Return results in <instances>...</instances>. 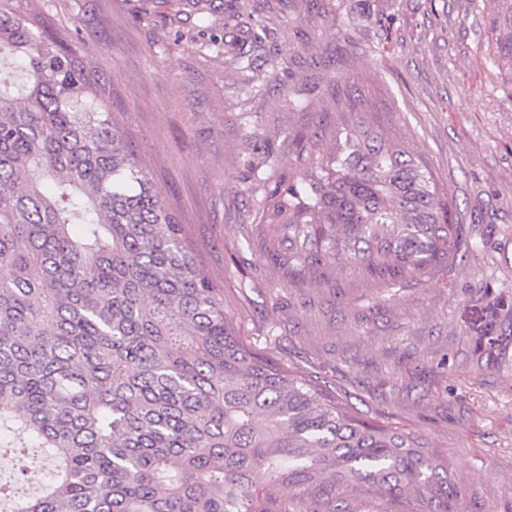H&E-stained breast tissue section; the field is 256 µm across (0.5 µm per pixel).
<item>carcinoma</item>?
<instances>
[{
  "label": "carcinoma",
  "mask_w": 512,
  "mask_h": 512,
  "mask_svg": "<svg viewBox=\"0 0 512 512\" xmlns=\"http://www.w3.org/2000/svg\"><path fill=\"white\" fill-rule=\"evenodd\" d=\"M109 87L22 0H0V447L48 448L7 512H468L428 443L353 415L250 349L109 108ZM260 203L290 288L392 289L448 266L461 226L434 172L361 104ZM332 141L322 148L324 139ZM261 476L263 483L255 480Z\"/></svg>",
  "instance_id": "cac0c4a2"
}]
</instances>
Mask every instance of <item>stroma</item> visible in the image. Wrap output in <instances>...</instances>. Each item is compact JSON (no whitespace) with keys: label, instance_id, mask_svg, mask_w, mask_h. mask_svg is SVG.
<instances>
[{"label":"stroma","instance_id":"stroma-1","mask_svg":"<svg viewBox=\"0 0 512 512\" xmlns=\"http://www.w3.org/2000/svg\"><path fill=\"white\" fill-rule=\"evenodd\" d=\"M34 0L99 70L243 341L354 414L426 440L512 512V58L497 0ZM366 99L429 162L477 249L405 288L282 281L259 204L305 163L289 131Z\"/></svg>","mask_w":512,"mask_h":512}]
</instances>
